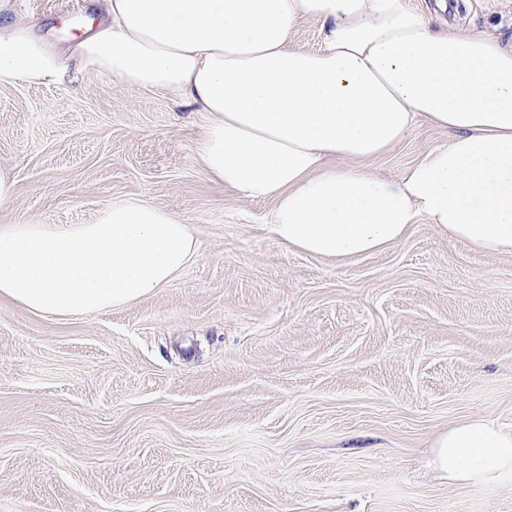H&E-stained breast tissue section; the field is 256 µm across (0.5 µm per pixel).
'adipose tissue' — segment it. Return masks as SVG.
<instances>
[{
  "label": "adipose tissue",
  "instance_id": "obj_1",
  "mask_svg": "<svg viewBox=\"0 0 512 512\" xmlns=\"http://www.w3.org/2000/svg\"><path fill=\"white\" fill-rule=\"evenodd\" d=\"M107 17L54 47L0 24V77L69 70L158 91L207 115L197 163L225 191L272 200L267 228L303 253L382 251L418 221L512 255V43L438 24L408 0H104ZM321 43L289 42L298 22ZM448 133L395 181L360 168L416 127ZM197 255L187 224L136 197L91 224L0 226V298L44 316L121 308ZM434 463L454 484L512 483V430L467 418Z\"/></svg>",
  "mask_w": 512,
  "mask_h": 512
}]
</instances>
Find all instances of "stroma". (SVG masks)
Segmentation results:
<instances>
[{
  "label": "stroma",
  "instance_id": "1",
  "mask_svg": "<svg viewBox=\"0 0 512 512\" xmlns=\"http://www.w3.org/2000/svg\"><path fill=\"white\" fill-rule=\"evenodd\" d=\"M52 45L98 0H12ZM450 21L512 38V0ZM204 118L85 73L0 78L1 224H89L122 197L190 224L199 256L133 305L42 317L0 300V512H512V483H449L433 441L512 429V255L413 225L349 260L268 234L273 203L213 182ZM448 134L421 127L369 171L397 179Z\"/></svg>",
  "mask_w": 512,
  "mask_h": 512
}]
</instances>
